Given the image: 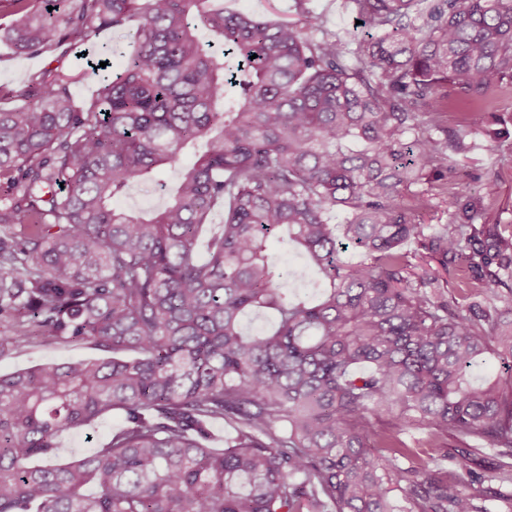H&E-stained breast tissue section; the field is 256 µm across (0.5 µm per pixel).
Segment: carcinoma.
I'll return each mask as SVG.
<instances>
[{
  "instance_id": "cac0c4a2",
  "label": "carcinoma",
  "mask_w": 512,
  "mask_h": 512,
  "mask_svg": "<svg viewBox=\"0 0 512 512\" xmlns=\"http://www.w3.org/2000/svg\"><path fill=\"white\" fill-rule=\"evenodd\" d=\"M348 2L361 24L344 41L319 18L213 0H10L20 17L0 40L21 54L104 32L132 50L109 73L41 70L0 109V225L20 227L0 236L8 344L37 329L103 352L0 376V512H512V374L476 375L489 354L512 360L495 289L512 281V235L475 211L422 224L404 204L481 129L478 110L444 133L443 88L512 83V0ZM88 78L98 93L78 106ZM168 170L171 202L112 206ZM282 233L321 274L312 300L288 296L267 246ZM412 240L482 284L466 312L408 271ZM254 310L274 328L245 333ZM114 411L125 424L103 448L56 461L60 432ZM215 420L237 431L221 449ZM417 425L429 447H461L424 458L402 439ZM480 441L499 488L474 495ZM224 8L277 20L297 22L303 26L305 20L289 9L293 0H223Z\"/></svg>"
}]
</instances>
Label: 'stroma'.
<instances>
[{
	"instance_id": "35a3bbf8",
	"label": "stroma",
	"mask_w": 512,
	"mask_h": 512,
	"mask_svg": "<svg viewBox=\"0 0 512 512\" xmlns=\"http://www.w3.org/2000/svg\"><path fill=\"white\" fill-rule=\"evenodd\" d=\"M127 45V37L119 33L93 45L77 47L65 55L48 51L24 56L0 41V108L20 105L19 91L35 72L56 66L80 72L86 69L88 60L97 58L109 59L117 68ZM480 104L484 110V133L473 138L470 151L454 156V172L448 180L433 177L420 186L434 202L431 210L423 212L422 221L445 224L450 216H462L465 208L472 206L480 212L479 223L498 225L508 235L512 233V137L497 139L493 132L501 128L512 130V86L492 82ZM450 199L455 202L451 208L446 205ZM100 355V350L87 341L34 336L22 346H8L0 351V375ZM123 423V414L116 412L91 426L63 432L59 438V462L77 460L101 447Z\"/></svg>"
}]
</instances>
